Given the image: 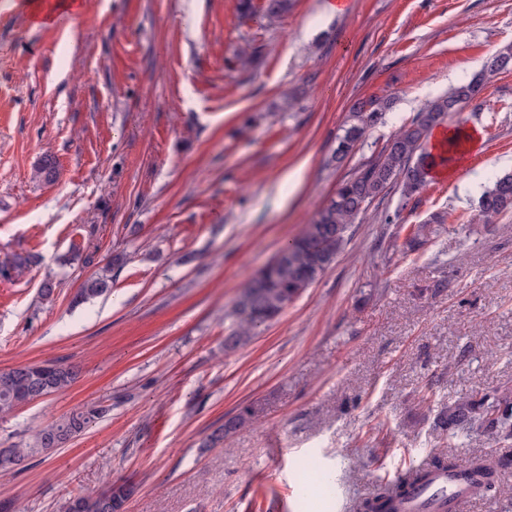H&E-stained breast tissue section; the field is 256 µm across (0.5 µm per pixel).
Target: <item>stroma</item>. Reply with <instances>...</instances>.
<instances>
[{"label": "stroma", "instance_id": "stroma-1", "mask_svg": "<svg viewBox=\"0 0 512 512\" xmlns=\"http://www.w3.org/2000/svg\"><path fill=\"white\" fill-rule=\"evenodd\" d=\"M39 2L0 0V262L30 260L0 277V370L79 377L0 414V449L103 414L0 472V512H59L109 483L133 486L126 512H353L436 454L512 456L434 425L512 385V212L487 224L478 208L512 173V71L450 116L479 136L458 177L378 197L277 321L224 347L244 284L339 183L512 45V0H292L274 21L264 0H77L54 22ZM370 99L382 121L334 163ZM47 154L52 184L34 177ZM437 212L444 228L407 249ZM93 277L109 292L79 300ZM248 404L250 425L202 447ZM103 414L95 405L86 406L63 417L58 422L48 425L34 434V444L28 448H9L0 452V457L7 456L14 462L37 451H49L60 447L71 438L80 435L92 422Z\"/></svg>", "mask_w": 512, "mask_h": 512}]
</instances>
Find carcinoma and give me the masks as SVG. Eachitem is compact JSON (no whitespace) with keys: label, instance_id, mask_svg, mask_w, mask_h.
<instances>
[{"label":"carcinoma","instance_id":"1","mask_svg":"<svg viewBox=\"0 0 512 512\" xmlns=\"http://www.w3.org/2000/svg\"><path fill=\"white\" fill-rule=\"evenodd\" d=\"M512 70V48L494 55L487 64L490 73ZM482 77L461 83L446 97L423 105L416 117L394 135L380 154L362 164L344 180L335 195L322 205L301 234L289 242L279 255L262 270L261 279L251 278L236 303V327L224 339L225 348L234 349L251 339L261 325L278 318L283 311L311 287L335 262L347 243V231L364 214L370 203L396 182L401 196L410 199L421 192L431 179L438 157L427 148L433 128L471 101L481 87ZM382 107L362 101L352 112V122L338 138L336 153L343 159L356 148L366 130L382 119ZM36 177L51 183L58 175V163L45 156L35 166ZM480 208L487 221L512 210V175L499 178L481 197ZM76 380L75 372L51 363L20 365L0 371V413H9L23 402L67 389ZM103 414L94 405L74 411L34 434L28 448H9L0 452L14 462L37 451L60 447L80 435ZM255 410L246 406L224 421L208 438L207 445L224 442L228 435L250 424ZM438 424L448 437L459 438L480 431L497 443L512 442V389L491 388L470 393L441 409ZM507 460L492 454L475 457L461 468L454 458L441 454L429 462L426 470H407L394 484H380L362 498L358 512H398L396 501L411 499L429 482L433 471L463 478L469 490L489 494L496 491L498 472ZM131 496L126 484L106 487L75 495L64 502L62 512H125Z\"/></svg>","mask_w":512,"mask_h":512}]
</instances>
